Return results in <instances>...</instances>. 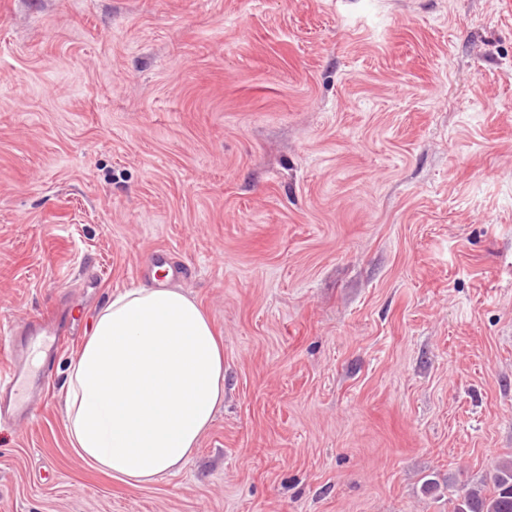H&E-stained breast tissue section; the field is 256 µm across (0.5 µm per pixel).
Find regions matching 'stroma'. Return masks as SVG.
Wrapping results in <instances>:
<instances>
[{
	"mask_svg": "<svg viewBox=\"0 0 512 512\" xmlns=\"http://www.w3.org/2000/svg\"><path fill=\"white\" fill-rule=\"evenodd\" d=\"M157 248L175 271L138 273ZM166 284L224 339L177 475L71 448V336L0 512H451L512 462L507 0H0V337Z\"/></svg>",
	"mask_w": 512,
	"mask_h": 512,
	"instance_id": "35a3bbf8",
	"label": "stroma"
}]
</instances>
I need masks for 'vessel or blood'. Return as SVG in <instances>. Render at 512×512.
<instances>
[{
    "mask_svg": "<svg viewBox=\"0 0 512 512\" xmlns=\"http://www.w3.org/2000/svg\"><path fill=\"white\" fill-rule=\"evenodd\" d=\"M74 321L71 313L59 322L35 316L0 339V355L6 358L0 365V421L31 419L33 397L50 381Z\"/></svg>",
    "mask_w": 512,
    "mask_h": 512,
    "instance_id": "obj_1",
    "label": "vessel or blood"
}]
</instances>
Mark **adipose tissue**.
<instances>
[{
  "label": "adipose tissue",
  "mask_w": 512,
  "mask_h": 512,
  "mask_svg": "<svg viewBox=\"0 0 512 512\" xmlns=\"http://www.w3.org/2000/svg\"><path fill=\"white\" fill-rule=\"evenodd\" d=\"M65 389L77 454L127 485L153 483L182 469L223 403V345L182 291L130 289L97 313Z\"/></svg>",
  "instance_id": "1"
}]
</instances>
